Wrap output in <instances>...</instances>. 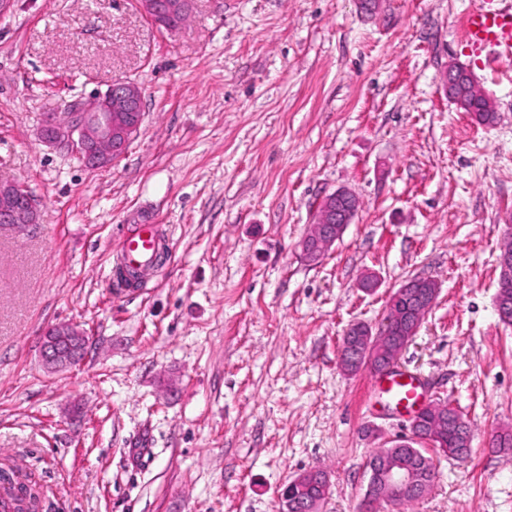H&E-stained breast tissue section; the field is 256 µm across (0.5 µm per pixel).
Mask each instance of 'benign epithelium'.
Segmentation results:
<instances>
[{
    "instance_id": "obj_1",
    "label": "benign epithelium",
    "mask_w": 512,
    "mask_h": 512,
    "mask_svg": "<svg viewBox=\"0 0 512 512\" xmlns=\"http://www.w3.org/2000/svg\"><path fill=\"white\" fill-rule=\"evenodd\" d=\"M147 16L167 27L184 20L190 0H140ZM145 112L139 87L128 80L116 79L90 100L77 101L68 111L46 116L38 130V140L51 148L66 147L92 170L112 166L128 150L140 132ZM359 198L347 189L328 195L313 224L298 242L302 256L309 262L319 261L346 231L358 213ZM40 205L30 191L18 181L0 180V224L20 228L39 223ZM440 289H421L410 279L389 292L386 317L378 329L358 321L353 350L339 357L340 369L350 374L356 364L369 367L380 356V339L389 337L391 346L404 350L413 337L392 336L393 327L405 320L411 330H420L427 314L435 306ZM87 336L79 325L62 322L49 327L40 340V358L50 371H60L79 364L86 353ZM434 404L422 405L412 416L410 433L429 442L436 428L424 424ZM406 437L394 439L396 452L372 455L365 465L367 476L360 512H376L382 502H398L410 495L426 496L437 481V465L424 458L409 457L400 451ZM330 493L327 474L320 470L302 471L277 491L278 512H320Z\"/></svg>"
}]
</instances>
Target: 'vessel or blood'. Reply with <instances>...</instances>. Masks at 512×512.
<instances>
[{
  "instance_id": "obj_1",
  "label": "vessel or blood",
  "mask_w": 512,
  "mask_h": 512,
  "mask_svg": "<svg viewBox=\"0 0 512 512\" xmlns=\"http://www.w3.org/2000/svg\"><path fill=\"white\" fill-rule=\"evenodd\" d=\"M465 39L489 61L512 56V0H480L471 9L465 26ZM157 225L139 224L126 233L118 251L122 264H145L152 260L159 244ZM374 396H387L386 409L407 414L423 404L421 380L415 374L394 367L372 377Z\"/></svg>"
}]
</instances>
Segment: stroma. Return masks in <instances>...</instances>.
Listing matches in <instances>:
<instances>
[{
	"label": "stroma",
	"instance_id": "stroma-1",
	"mask_svg": "<svg viewBox=\"0 0 512 512\" xmlns=\"http://www.w3.org/2000/svg\"><path fill=\"white\" fill-rule=\"evenodd\" d=\"M477 0H192L169 30L138 0H11L0 15V180L41 206L0 225V463L31 474L40 512H276L321 468V512H357L373 449L408 433L339 345L378 326L414 277L441 292L397 359L427 402L475 429L413 512H512V324L497 258L512 238V58L463 38ZM466 67L486 126L448 100ZM135 81L145 120L112 167L41 144L46 113ZM360 209L312 265L296 243L322 200ZM159 225L162 263L113 279L131 224ZM376 273L372 295L358 287ZM73 322L80 365L44 369L38 339ZM315 487L316 493L307 494ZM330 493L327 474L320 470L302 471L277 491L278 512H320L322 502Z\"/></svg>",
	"mask_w": 512,
	"mask_h": 512
}]
</instances>
